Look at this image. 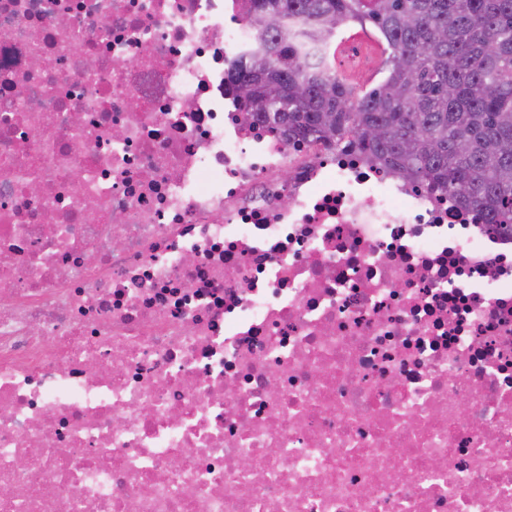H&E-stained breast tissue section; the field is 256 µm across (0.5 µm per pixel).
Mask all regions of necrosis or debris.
<instances>
[{
    "instance_id": "4bbe7bcc",
    "label": "necrosis or debris",
    "mask_w": 512,
    "mask_h": 512,
    "mask_svg": "<svg viewBox=\"0 0 512 512\" xmlns=\"http://www.w3.org/2000/svg\"><path fill=\"white\" fill-rule=\"evenodd\" d=\"M249 0H0V512H512V231L254 121Z\"/></svg>"
}]
</instances>
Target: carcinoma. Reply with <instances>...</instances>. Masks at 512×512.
<instances>
[{
    "label": "carcinoma",
    "mask_w": 512,
    "mask_h": 512,
    "mask_svg": "<svg viewBox=\"0 0 512 512\" xmlns=\"http://www.w3.org/2000/svg\"><path fill=\"white\" fill-rule=\"evenodd\" d=\"M249 14L254 51L227 80L257 120L328 146L351 137L512 231V0H250ZM353 24L387 51L388 74L368 90L323 53Z\"/></svg>",
    "instance_id": "1"
}]
</instances>
